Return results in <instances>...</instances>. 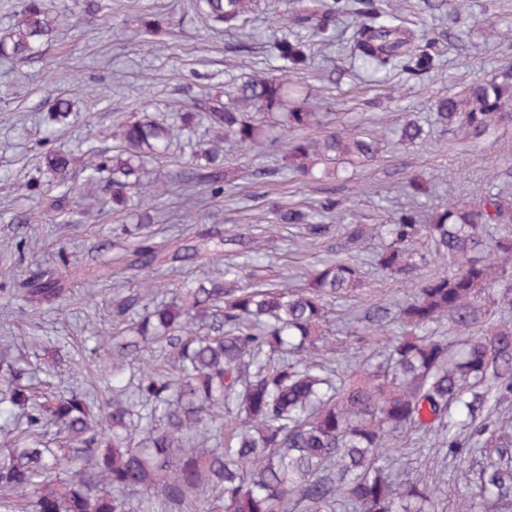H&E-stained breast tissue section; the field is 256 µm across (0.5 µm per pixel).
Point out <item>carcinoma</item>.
<instances>
[{
    "mask_svg": "<svg viewBox=\"0 0 512 512\" xmlns=\"http://www.w3.org/2000/svg\"><path fill=\"white\" fill-rule=\"evenodd\" d=\"M194 13L216 32L253 38L245 25L258 0H192ZM20 19L0 39V56L23 60L42 51L52 32L49 0H19ZM281 24L272 52L277 72L260 68L224 92L203 91L173 129L148 117L121 125L110 156L87 147L93 174L107 173L112 211L133 196L159 192L144 181L148 160L166 154L174 134L205 122L214 136L198 143L179 173L183 197L203 207L230 199L237 174L224 164V140L253 146L266 137L273 112L288 131L269 146L286 169L313 175L374 160L376 135L346 130L312 137L322 112L306 109L303 85L309 44L302 31L331 42L352 29V60L374 72L437 69L436 38L415 35L389 0H266ZM512 80L474 81L437 101L434 123L478 140L506 117ZM395 134L405 145L424 140L415 119ZM72 157L48 151L45 171L65 178ZM269 207L271 223L295 229L298 246L312 249L334 230L336 255L309 266L304 283L288 273L270 282L263 266L224 268V278L183 283L168 296L160 268L249 257L257 237L244 229L186 232L156 242L154 216L136 215L123 268L143 275L139 288L112 297V375L99 401L87 392H60L40 377L29 352L0 338V512H446L444 479L401 468L403 445L426 444L462 456L479 436L497 461L480 466L470 491L472 512H512V426L492 429L487 418L512 399V202L490 186L478 203H442L430 216L399 208L386 225L390 242L372 262L401 280L418 274L426 253L443 269L420 288L392 301L376 298L342 315L345 335L330 329L342 302L365 294L360 245L372 224L329 223L343 199L330 192L309 214L284 201ZM68 272L36 271L7 288L32 312L67 300ZM456 342L438 334L442 324ZM371 351L340 362V348ZM137 501H132V496Z\"/></svg>",
    "mask_w": 512,
    "mask_h": 512,
    "instance_id": "cac0c4a2",
    "label": "carcinoma"
}]
</instances>
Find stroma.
<instances>
[{"mask_svg":"<svg viewBox=\"0 0 512 512\" xmlns=\"http://www.w3.org/2000/svg\"><path fill=\"white\" fill-rule=\"evenodd\" d=\"M84 0H52L54 32L43 54L23 62L0 61V240L25 239L33 254L0 260V288H13L30 271L31 258L44 267L57 266L60 259L78 265H96L122 251L121 233L131 216H116L101 209L82 192L89 175L84 156L78 151L88 129H95L96 149L111 154L113 131L130 116L150 115L171 124L184 103L201 89H223L226 82L248 77L255 63L271 61L269 42L279 24L259 19L258 33L250 54H240L238 35L209 36L205 23L188 14L189 0H143L162 31L159 44L147 42L136 16L113 9L85 12ZM428 0H393L415 31L438 37L440 66L429 77L404 70L372 74L353 67L347 54L315 43L307 81L313 109L329 113L338 127L359 129L379 123L395 130L410 112L434 111L439 97L456 94L477 76L503 78L512 75V0H437L439 7L427 9ZM462 28L466 41L442 38V30ZM66 94L72 108L66 120L51 119L50 99ZM194 140H173L164 158L151 161L145 170L150 179L171 183L170 193L156 202L162 217H173L180 227L195 231H223L264 221L253 205L255 194L311 202L323 194L319 183H262L243 181L233 204L211 201L202 211L178 212L181 200L174 183L181 168L193 157ZM71 154L66 184L73 190V215L63 221L51 207L57 193L55 181L40 171L42 152ZM424 174L433 183L425 209L448 197L475 201L487 183L502 187L512 201V121L492 128L473 142L460 134L433 128L428 141L402 150L391 139H383L377 159L359 168L353 180L335 181L336 194L345 201L338 216L341 224H381L391 219L406 199L397 186L406 176ZM21 211L35 213L32 223L16 222ZM263 261L270 274L296 271L307 257L291 245L285 229L272 227L261 235ZM112 322V283L77 277L70 283L64 312L31 313L22 300L13 305L12 333L39 336L44 341L36 361L49 371L56 384L86 389L82 375L71 372L62 344H69L90 362L109 371L110 357L96 349L90 330ZM412 474L444 471L456 493L447 512H468L467 492L477 480L476 460L444 459L432 449L413 448L405 456Z\"/></svg>","mask_w":512,"mask_h":512,"instance_id":"1","label":"stroma"}]
</instances>
